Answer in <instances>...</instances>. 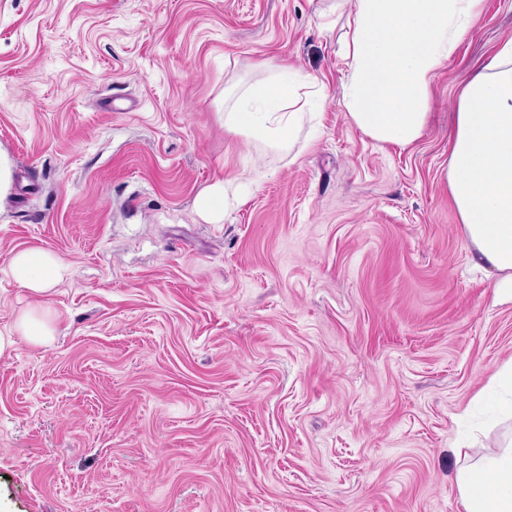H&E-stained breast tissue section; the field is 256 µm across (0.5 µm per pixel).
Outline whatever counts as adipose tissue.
<instances>
[{
	"mask_svg": "<svg viewBox=\"0 0 512 512\" xmlns=\"http://www.w3.org/2000/svg\"><path fill=\"white\" fill-rule=\"evenodd\" d=\"M480 3L355 0L342 83L352 124L382 144L406 147L419 140L429 86L477 21ZM264 67L275 79L254 83L225 113L224 128L283 150L302 119L303 90L319 81L271 60ZM448 180L472 262L495 276L497 290L512 295V40L460 92ZM9 270L36 295L51 291L65 275L64 265L40 248L16 253ZM15 330L0 334V356L13 350L17 337L42 345L53 334L46 315L34 309L19 316ZM457 491L463 512H512V444H495L462 467Z\"/></svg>",
	"mask_w": 512,
	"mask_h": 512,
	"instance_id": "adipose-tissue-1",
	"label": "adipose tissue"
}]
</instances>
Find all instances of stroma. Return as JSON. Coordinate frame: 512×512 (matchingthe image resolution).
Returning <instances> with one entry per match:
<instances>
[{
  "instance_id": "1",
  "label": "stroma",
  "mask_w": 512,
  "mask_h": 512,
  "mask_svg": "<svg viewBox=\"0 0 512 512\" xmlns=\"http://www.w3.org/2000/svg\"><path fill=\"white\" fill-rule=\"evenodd\" d=\"M354 0H0V512H459L456 477L512 418V300L472 268L448 182L459 93L512 0L433 79L422 137L342 102ZM273 58L328 97L290 150L223 115ZM258 175L220 224L197 197ZM29 248L68 268L42 296ZM9 270L20 287L35 295L46 294L62 281L65 266L51 253L31 248L16 253ZM15 330L34 345H43L53 336L46 315L35 309H30L18 317ZM497 391V405L512 413V362L505 364L493 376Z\"/></svg>"
}]
</instances>
